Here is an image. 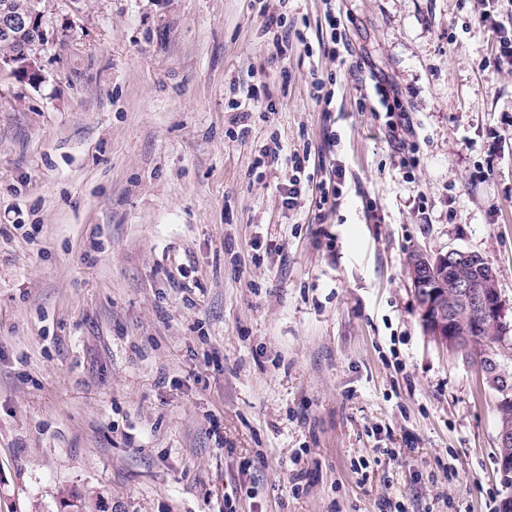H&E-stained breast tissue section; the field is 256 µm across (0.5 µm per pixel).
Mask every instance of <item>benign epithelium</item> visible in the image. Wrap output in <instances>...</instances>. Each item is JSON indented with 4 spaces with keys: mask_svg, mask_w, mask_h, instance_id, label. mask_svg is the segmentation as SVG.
I'll return each mask as SVG.
<instances>
[{
    "mask_svg": "<svg viewBox=\"0 0 512 512\" xmlns=\"http://www.w3.org/2000/svg\"><path fill=\"white\" fill-rule=\"evenodd\" d=\"M37 37V46L44 49L55 44L68 45L69 30L60 26H48L44 14L30 12L5 4L0 8V40L12 44L24 34ZM38 58L29 57V49L22 48L0 56V71H27L26 80L37 85L42 73ZM407 272L419 307L424 329L438 343L451 349L472 355L478 364L483 383L502 394L512 392V372L504 359L487 351L474 341L470 330L478 328V322L498 327L500 343L512 345V324L506 320L509 306L497 288L494 269L478 253L458 248L435 254L414 250L409 253ZM472 318V329L456 327L460 316ZM498 445L506 449L500 458L501 479H512V428L498 429Z\"/></svg>",
    "mask_w": 512,
    "mask_h": 512,
    "instance_id": "benign-epithelium-1",
    "label": "benign epithelium"
}]
</instances>
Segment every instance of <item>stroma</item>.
<instances>
[{
	"label": "stroma",
	"instance_id": "obj_1",
	"mask_svg": "<svg viewBox=\"0 0 512 512\" xmlns=\"http://www.w3.org/2000/svg\"><path fill=\"white\" fill-rule=\"evenodd\" d=\"M46 6L71 42L39 85L0 72V512L71 489L114 512H495L497 396L427 336L406 270L474 251L512 302V73L480 67L482 0H337L335 60L307 51L324 0ZM280 12L307 41L279 53ZM379 82L395 136L359 105ZM305 148L343 170L320 221L284 202Z\"/></svg>",
	"mask_w": 512,
	"mask_h": 512
}]
</instances>
